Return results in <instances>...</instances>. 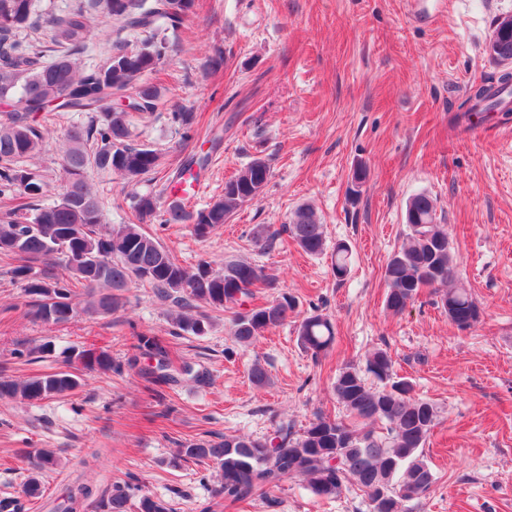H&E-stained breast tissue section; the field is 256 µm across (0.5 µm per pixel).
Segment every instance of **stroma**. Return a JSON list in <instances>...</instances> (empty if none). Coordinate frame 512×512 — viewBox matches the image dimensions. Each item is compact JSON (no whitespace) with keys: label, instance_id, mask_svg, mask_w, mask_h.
<instances>
[{"label":"stroma","instance_id":"stroma-1","mask_svg":"<svg viewBox=\"0 0 512 512\" xmlns=\"http://www.w3.org/2000/svg\"><path fill=\"white\" fill-rule=\"evenodd\" d=\"M506 15L512 0H195L153 77L161 103L136 121V142L162 157L160 176H145L137 189L168 201L178 167L206 158L204 188L184 203L194 212L222 196L225 181L254 157L269 159L271 178L206 239L188 223L156 218L144 229L189 268L202 260L216 269L231 258L253 261L268 282L255 303L288 293L297 316L327 315L336 341L313 357L288 324L242 347L227 312L214 313L205 334L187 333L172 323L174 301L138 284L126 288L114 312L80 310L66 324H47L33 317L23 281L0 260V378L65 368L73 347L106 350L124 367L88 373L65 397L0 400V502L53 512L78 484L102 493L131 475L128 512H139L145 495L171 512H201L218 471L172 465L181 444L227 434L265 438L284 417L299 432L320 417L345 419L333 391L337 373L365 367L382 349L415 396L440 410L423 448L435 483L426 498L409 502L410 512H512V115L488 113L482 133L449 125L471 83L497 74L484 46ZM148 37L102 18L82 59L96 64L114 41L136 50ZM177 110L192 113L190 132L172 122ZM82 120L75 112L30 117L53 138L34 161L46 182L44 203L61 193L55 140ZM360 164L367 178L352 200L347 189ZM419 192L434 199L448 231L455 284L480 308L469 328L449 320L434 287L401 313L385 307V267L405 241L406 202ZM302 204L324 224L322 254L303 253L285 230ZM340 241L352 249L341 280L332 272ZM140 333L167 337L174 366L191 363L202 380L180 374L160 394L148 392L141 372L151 362L135 348ZM46 342L54 348L49 358L30 363L17 355ZM256 363L270 377L261 389L248 376ZM43 448L62 466L41 474L43 495L28 502L25 455ZM369 510L358 490L322 499L296 478L270 500L229 512Z\"/></svg>","mask_w":512,"mask_h":512}]
</instances>
